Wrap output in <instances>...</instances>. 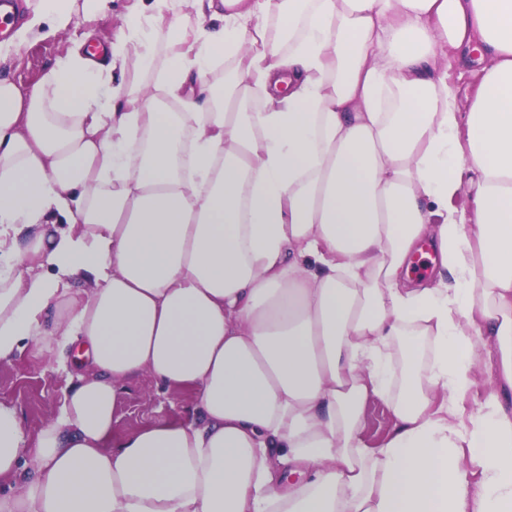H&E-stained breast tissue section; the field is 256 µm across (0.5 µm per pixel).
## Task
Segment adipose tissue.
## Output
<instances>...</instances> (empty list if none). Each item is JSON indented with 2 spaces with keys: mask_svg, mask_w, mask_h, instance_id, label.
I'll return each instance as SVG.
<instances>
[{
  "mask_svg": "<svg viewBox=\"0 0 512 512\" xmlns=\"http://www.w3.org/2000/svg\"><path fill=\"white\" fill-rule=\"evenodd\" d=\"M109 3L31 0L14 40ZM123 25L107 63L0 78V361L85 360L37 432L0 400V512H512V0H152ZM452 59L480 74L465 108ZM144 373L192 418L115 432ZM496 370L489 365H482L477 369V379L475 385L465 398L464 407L466 413H472L478 410L484 399L486 390L489 387L490 378L494 377ZM393 424V414L388 403L371 397L365 403L362 420V434L370 447H382L388 438Z\"/></svg>",
  "mask_w": 512,
  "mask_h": 512,
  "instance_id": "1",
  "label": "adipose tissue"
}]
</instances>
